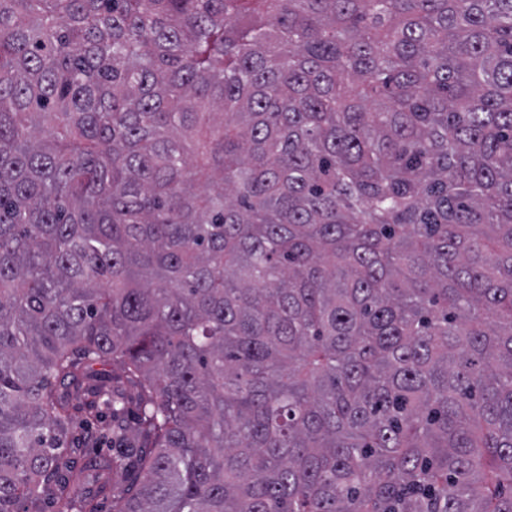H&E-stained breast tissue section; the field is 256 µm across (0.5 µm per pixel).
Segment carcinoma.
I'll use <instances>...</instances> for the list:
<instances>
[{
	"label": "carcinoma",
	"mask_w": 512,
	"mask_h": 512,
	"mask_svg": "<svg viewBox=\"0 0 512 512\" xmlns=\"http://www.w3.org/2000/svg\"><path fill=\"white\" fill-rule=\"evenodd\" d=\"M108 494L512 512V0H0V512Z\"/></svg>",
	"instance_id": "carcinoma-1"
}]
</instances>
